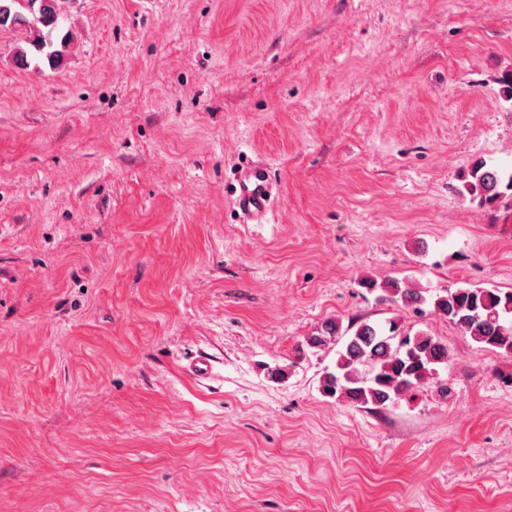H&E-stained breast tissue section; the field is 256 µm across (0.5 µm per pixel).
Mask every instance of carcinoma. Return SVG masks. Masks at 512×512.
Instances as JSON below:
<instances>
[{"label": "carcinoma", "mask_w": 512, "mask_h": 512, "mask_svg": "<svg viewBox=\"0 0 512 512\" xmlns=\"http://www.w3.org/2000/svg\"><path fill=\"white\" fill-rule=\"evenodd\" d=\"M68 0H0V14L7 11L17 29L24 31L25 45L18 48L16 64L28 69L47 64L63 65L69 34H59ZM463 190L481 206L494 208L512 202V169L483 160L475 162L463 176ZM362 287L378 291V299L397 306L443 316L463 335L489 348L512 355V290L490 288H448L444 294L427 298L398 279L382 283L366 279ZM310 348L342 344L336 370L321 380L322 393L356 405L384 409L405 392L424 383L434 366L448 362V346L423 332H411L392 319L384 324L358 320L342 326L328 319L306 340Z\"/></svg>", "instance_id": "obj_1"}]
</instances>
